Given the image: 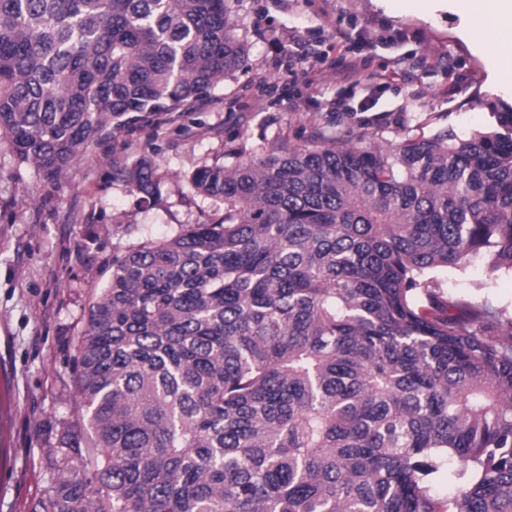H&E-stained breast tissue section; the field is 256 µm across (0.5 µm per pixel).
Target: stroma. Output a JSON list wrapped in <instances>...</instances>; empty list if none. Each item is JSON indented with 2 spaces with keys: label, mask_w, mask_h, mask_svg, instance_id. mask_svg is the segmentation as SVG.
Wrapping results in <instances>:
<instances>
[{
  "label": "stroma",
  "mask_w": 512,
  "mask_h": 512,
  "mask_svg": "<svg viewBox=\"0 0 512 512\" xmlns=\"http://www.w3.org/2000/svg\"><path fill=\"white\" fill-rule=\"evenodd\" d=\"M249 49L244 67L202 100L152 125L112 129L59 180L18 164L0 141V512H30L45 484L46 456L76 398L72 364L90 304L128 247L188 224L218 220L221 202L197 195L186 176L228 165L236 148L259 155L270 143H310L336 100L362 113L345 140L366 129L393 145L405 136L453 127L486 129L491 109L512 107V46L474 36L477 12L461 0H226ZM349 33L338 42L337 30ZM299 39L314 49L296 63ZM358 56L382 83L338 82L333 65ZM415 67L414 81L393 73ZM314 82H307V75ZM150 159L160 194L143 198L119 178L113 159ZM444 296L488 298L512 313V273L488 279L482 258L441 277Z\"/></svg>",
  "instance_id": "1"
}]
</instances>
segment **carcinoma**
Segmentation results:
<instances>
[{
    "label": "carcinoma",
    "mask_w": 512,
    "mask_h": 512,
    "mask_svg": "<svg viewBox=\"0 0 512 512\" xmlns=\"http://www.w3.org/2000/svg\"><path fill=\"white\" fill-rule=\"evenodd\" d=\"M246 59L225 0H0V139L57 179ZM493 117L196 167L224 215L112 260L33 512H512V316L438 280L512 271ZM119 169L159 194L150 160ZM445 474L442 479L433 485L435 495L441 499L452 498L458 491L459 484L451 476L460 469V463L453 457H448L444 465Z\"/></svg>",
    "instance_id": "cac0c4a2"
}]
</instances>
